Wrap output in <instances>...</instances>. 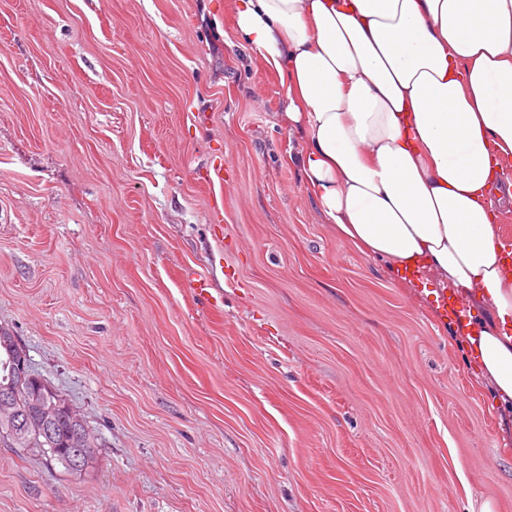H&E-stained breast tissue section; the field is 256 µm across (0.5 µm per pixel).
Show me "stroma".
Instances as JSON below:
<instances>
[{
    "label": "stroma",
    "mask_w": 512,
    "mask_h": 512,
    "mask_svg": "<svg viewBox=\"0 0 512 512\" xmlns=\"http://www.w3.org/2000/svg\"><path fill=\"white\" fill-rule=\"evenodd\" d=\"M284 110L232 0H0V327L100 439L0 445V512H512L503 410ZM55 425L51 436L46 435L42 430L39 440L35 439V441L31 443L26 439L24 444H18L15 441V430H13V426L0 417V443H3L6 448H14V452L20 457L29 451H37L44 456L50 465L58 464L71 472H82L89 467H93L97 462V448L87 447L85 455L83 449L78 447V432L72 429L66 420H62L61 418L57 420ZM61 448H72L70 464L78 471L71 469L67 455L61 451ZM86 456L87 459L84 463Z\"/></svg>",
    "instance_id": "1"
}]
</instances>
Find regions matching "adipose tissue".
Listing matches in <instances>:
<instances>
[{"label": "adipose tissue", "mask_w": 512, "mask_h": 512, "mask_svg": "<svg viewBox=\"0 0 512 512\" xmlns=\"http://www.w3.org/2000/svg\"><path fill=\"white\" fill-rule=\"evenodd\" d=\"M276 72L337 238L470 306L453 324L512 409V270L487 202L512 159V0H234Z\"/></svg>", "instance_id": "adipose-tissue-1"}]
</instances>
